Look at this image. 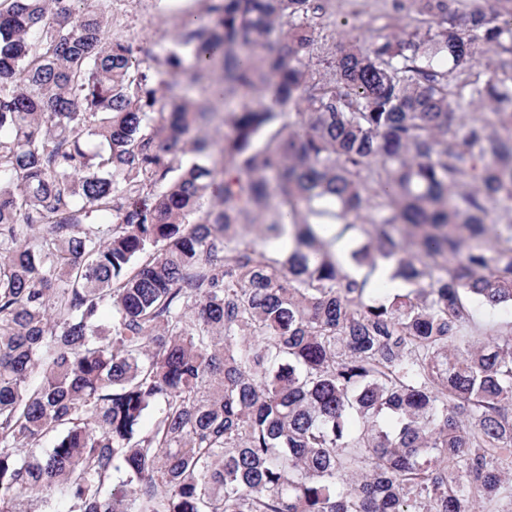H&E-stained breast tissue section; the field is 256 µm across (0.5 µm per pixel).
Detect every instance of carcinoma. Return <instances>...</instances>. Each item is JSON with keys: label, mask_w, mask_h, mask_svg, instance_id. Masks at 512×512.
<instances>
[{"label": "carcinoma", "mask_w": 512, "mask_h": 512, "mask_svg": "<svg viewBox=\"0 0 512 512\" xmlns=\"http://www.w3.org/2000/svg\"><path fill=\"white\" fill-rule=\"evenodd\" d=\"M73 2L0 0V512H512V0L337 57L328 0ZM112 13V28L104 30V39L118 36L155 51L170 46L184 16L207 19L206 0H112ZM195 17L189 20L196 22ZM474 321L479 328L488 325H496L501 328H508L512 322V311L510 309L490 308L484 305L474 306Z\"/></svg>", "instance_id": "carcinoma-1"}]
</instances>
